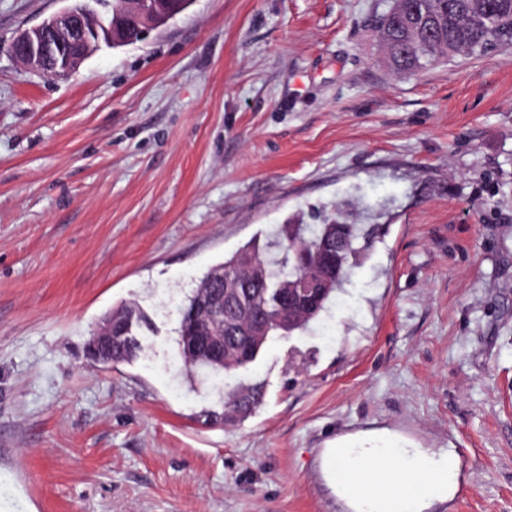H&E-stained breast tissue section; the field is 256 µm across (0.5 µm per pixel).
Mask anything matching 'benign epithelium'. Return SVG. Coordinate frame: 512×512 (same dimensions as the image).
I'll return each mask as SVG.
<instances>
[{"label": "benign epithelium", "mask_w": 512, "mask_h": 512, "mask_svg": "<svg viewBox=\"0 0 512 512\" xmlns=\"http://www.w3.org/2000/svg\"><path fill=\"white\" fill-rule=\"evenodd\" d=\"M93 3L101 5L103 0H78L77 4L22 31L11 44L12 54L38 72L44 71L49 56H58L62 69L53 76L65 77L102 42L115 47L144 40L150 30L174 18L188 0L177 5L173 0H154L149 10L135 6L116 16L110 12L100 14L91 7Z\"/></svg>", "instance_id": "benign-epithelium-1"}]
</instances>
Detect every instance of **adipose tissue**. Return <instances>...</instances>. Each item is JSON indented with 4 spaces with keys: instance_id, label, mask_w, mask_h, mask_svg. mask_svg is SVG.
Here are the masks:
<instances>
[{
    "instance_id": "adipose-tissue-1",
    "label": "adipose tissue",
    "mask_w": 512,
    "mask_h": 512,
    "mask_svg": "<svg viewBox=\"0 0 512 512\" xmlns=\"http://www.w3.org/2000/svg\"><path fill=\"white\" fill-rule=\"evenodd\" d=\"M328 486L349 512H430L459 488L460 458L451 448H408L341 440L322 454Z\"/></svg>"
}]
</instances>
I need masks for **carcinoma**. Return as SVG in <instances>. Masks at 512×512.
Returning a JSON list of instances; mask_svg holds the SVG:
<instances>
[{
    "mask_svg": "<svg viewBox=\"0 0 512 512\" xmlns=\"http://www.w3.org/2000/svg\"><path fill=\"white\" fill-rule=\"evenodd\" d=\"M379 41L390 68L413 75L441 58L466 52L485 55L512 46V0H396L380 20ZM360 238L356 224H284L277 235L259 244L250 241L230 258L214 265L178 309L177 345L186 364L224 375L226 421L242 420L263 402L257 382L231 383L235 371L254 362L267 340L303 332L326 309L346 274ZM234 285L238 307L245 317L212 322L206 334L224 341L228 352L220 361L197 356L185 336L193 326L191 314L209 292L216 274ZM326 284L320 297L307 302L302 292L309 277ZM112 334L100 338L102 365L131 362L142 350L135 330L149 324L133 302L112 310Z\"/></svg>",
    "mask_w": 512,
    "mask_h": 512,
    "instance_id": "cac0c4a2",
    "label": "carcinoma"
}]
</instances>
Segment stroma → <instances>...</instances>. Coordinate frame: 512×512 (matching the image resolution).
I'll list each match as a JSON object with an SVG mask.
<instances>
[{
	"label": "stroma",
	"instance_id": "35a3bbf8",
	"mask_svg": "<svg viewBox=\"0 0 512 512\" xmlns=\"http://www.w3.org/2000/svg\"><path fill=\"white\" fill-rule=\"evenodd\" d=\"M394 0H192L68 76L10 52L70 0H0V512H347L328 440L453 448L433 512H512V48L393 72ZM371 235L320 317L238 378L188 374L175 309L291 220ZM138 302L130 363L83 349Z\"/></svg>",
	"mask_w": 512,
	"mask_h": 512
}]
</instances>
